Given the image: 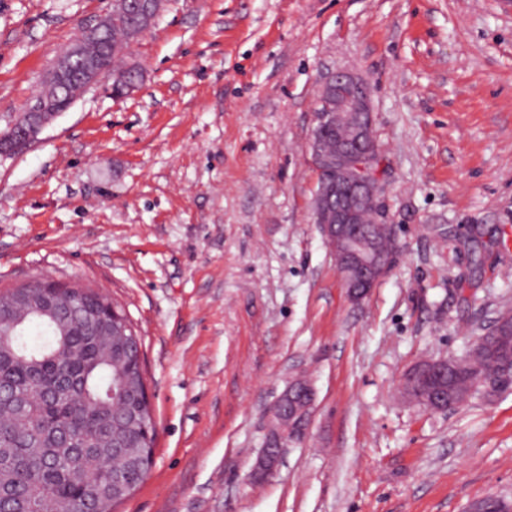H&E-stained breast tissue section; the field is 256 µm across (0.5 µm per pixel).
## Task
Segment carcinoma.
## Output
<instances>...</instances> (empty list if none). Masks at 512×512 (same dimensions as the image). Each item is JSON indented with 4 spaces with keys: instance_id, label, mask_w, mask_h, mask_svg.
Instances as JSON below:
<instances>
[{
    "instance_id": "carcinoma-1",
    "label": "carcinoma",
    "mask_w": 512,
    "mask_h": 512,
    "mask_svg": "<svg viewBox=\"0 0 512 512\" xmlns=\"http://www.w3.org/2000/svg\"><path fill=\"white\" fill-rule=\"evenodd\" d=\"M142 29L130 0H112V22L102 28L112 53L98 51L96 42L85 51L98 56L112 82L137 83L142 71L129 50ZM36 99L60 108L70 91L47 84ZM37 284L0 292V320L13 324L0 339V512H113L140 477L115 493L112 475L124 474L127 460L115 457L105 469L98 451L117 439L133 448L155 444L128 424L134 410L141 420L154 421L138 349L123 348L122 337L112 333L111 300L99 290L68 285L47 311L39 307ZM34 332L46 340L29 343ZM499 342L490 338L489 347L448 363L441 377L448 399L491 400L512 391V379L499 378L500 369L512 363V336L503 346Z\"/></svg>"
}]
</instances>
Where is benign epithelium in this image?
<instances>
[{
  "label": "benign epithelium",
  "mask_w": 512,
  "mask_h": 512,
  "mask_svg": "<svg viewBox=\"0 0 512 512\" xmlns=\"http://www.w3.org/2000/svg\"><path fill=\"white\" fill-rule=\"evenodd\" d=\"M103 21L101 16L95 23L83 27L69 48L70 55L81 58L80 75L74 76L72 66L57 62L49 73L50 81L60 86L80 81L86 91L99 88L116 95L112 76L103 73L97 60L82 56L85 42L98 34ZM315 108L310 149L316 170L323 168L326 154L319 132L334 124L341 134L336 148V177L321 182L315 194L316 220L323 238L332 248L348 296L359 302L387 275L398 251L395 235H390L391 248L386 250L379 241L355 228L366 213L371 214L376 223H384L380 205L382 169L370 168L371 163L380 160V147L373 135L369 87L348 70L334 71L323 82ZM26 113L27 126L0 136L1 157L27 149L60 110L33 102ZM446 365L445 358L422 360L405 372L402 384L417 378L431 383ZM313 404L314 390L300 377L279 396L271 409L270 422V434L276 439V447L264 450L260 474L272 472L285 443L302 437Z\"/></svg>",
  "instance_id": "7a95c632"
}]
</instances>
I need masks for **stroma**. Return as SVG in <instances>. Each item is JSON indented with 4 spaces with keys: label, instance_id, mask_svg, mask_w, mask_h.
Masks as SVG:
<instances>
[{
    "label": "stroma",
    "instance_id": "stroma-1",
    "mask_svg": "<svg viewBox=\"0 0 512 512\" xmlns=\"http://www.w3.org/2000/svg\"><path fill=\"white\" fill-rule=\"evenodd\" d=\"M112 0H0V131ZM128 97L92 89L0 157V290L118 302L152 466L116 512H467L512 496V392L430 411L403 372L512 309V0H168ZM369 85L399 246L352 301L312 214L329 72ZM304 436L255 477L289 380Z\"/></svg>",
    "mask_w": 512,
    "mask_h": 512
}]
</instances>
